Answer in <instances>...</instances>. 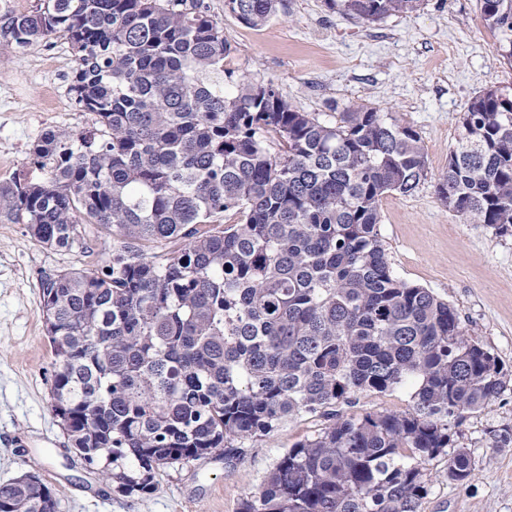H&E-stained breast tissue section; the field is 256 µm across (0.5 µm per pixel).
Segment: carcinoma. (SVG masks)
I'll return each instance as SVG.
<instances>
[{
  "label": "carcinoma",
  "mask_w": 512,
  "mask_h": 512,
  "mask_svg": "<svg viewBox=\"0 0 512 512\" xmlns=\"http://www.w3.org/2000/svg\"><path fill=\"white\" fill-rule=\"evenodd\" d=\"M228 2L259 27L282 0ZM423 3L326 0L364 23ZM478 5L512 64V0ZM51 37L75 54L68 91L92 123L42 134L44 178L0 183V222L47 247H71L82 224L118 243L97 271L41 279L51 409L85 466L149 493L160 468L230 463L233 441L322 412L330 423L239 512H420L427 462L506 381L456 310L389 262L379 203L428 179L419 133L357 102L325 122L228 70L232 87L206 84L232 48L198 0H42L0 17L18 52ZM459 123L434 191L465 222L511 233L512 93L473 97ZM408 383L405 412L335 411ZM473 475L462 448L448 479ZM57 505L35 475L0 483V512Z\"/></svg>",
  "instance_id": "1"
}]
</instances>
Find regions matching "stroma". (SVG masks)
Masks as SVG:
<instances>
[{
  "mask_svg": "<svg viewBox=\"0 0 512 512\" xmlns=\"http://www.w3.org/2000/svg\"><path fill=\"white\" fill-rule=\"evenodd\" d=\"M223 29L232 53L224 71L273 83L300 110L335 121L358 102L388 113L419 132L429 180L413 194L385 195L381 235L394 273L430 289L459 315L469 339L489 350L512 380V235L467 224L437 198L442 173L468 102L490 88L512 89V65L496 53L477 0H427L422 9L364 23L330 10L325 0H284L266 25L252 27L226 0H199ZM75 55L60 38L15 52L0 39V182L34 172L30 145L49 127L84 128L77 108L58 112L51 97H67ZM83 243L45 248L24 225L0 223V482L31 472L55 492L58 512H238L280 457L317 435L328 420L304 414L268 436L242 442L243 457L165 467L149 493H123L89 471L68 446L51 410L53 353L41 314L43 277L98 270L112 255V233L80 228ZM412 386L365 392L342 414L403 412ZM512 427V383L486 409L467 415L452 440L427 465L428 493L420 512H512V445H493L495 430ZM469 453L474 476L448 478L457 449Z\"/></svg>",
  "mask_w": 512,
  "mask_h": 512,
  "instance_id": "35a3bbf8",
  "label": "stroma"
}]
</instances>
